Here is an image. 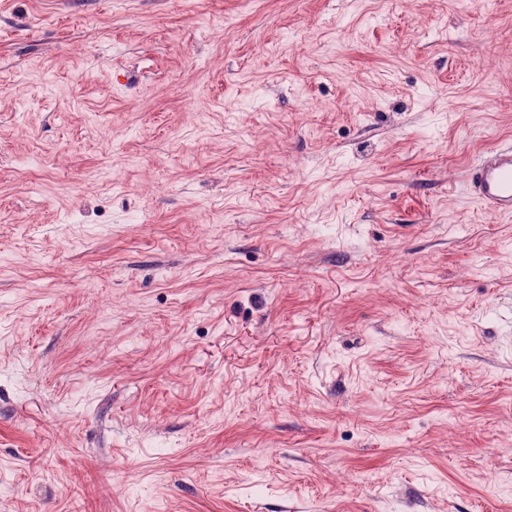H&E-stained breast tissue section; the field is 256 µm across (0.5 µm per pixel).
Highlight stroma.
I'll use <instances>...</instances> for the list:
<instances>
[{
    "instance_id": "stroma-1",
    "label": "stroma",
    "mask_w": 512,
    "mask_h": 512,
    "mask_svg": "<svg viewBox=\"0 0 512 512\" xmlns=\"http://www.w3.org/2000/svg\"><path fill=\"white\" fill-rule=\"evenodd\" d=\"M510 144L512 0H0V512H512ZM469 186L487 212L512 214V146L483 155L470 171Z\"/></svg>"
}]
</instances>
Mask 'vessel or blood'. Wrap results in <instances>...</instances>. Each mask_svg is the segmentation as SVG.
<instances>
[{
  "instance_id": "obj_1",
  "label": "vessel or blood",
  "mask_w": 512,
  "mask_h": 512,
  "mask_svg": "<svg viewBox=\"0 0 512 512\" xmlns=\"http://www.w3.org/2000/svg\"><path fill=\"white\" fill-rule=\"evenodd\" d=\"M469 186L487 212L512 214V146L483 155L469 174Z\"/></svg>"
}]
</instances>
